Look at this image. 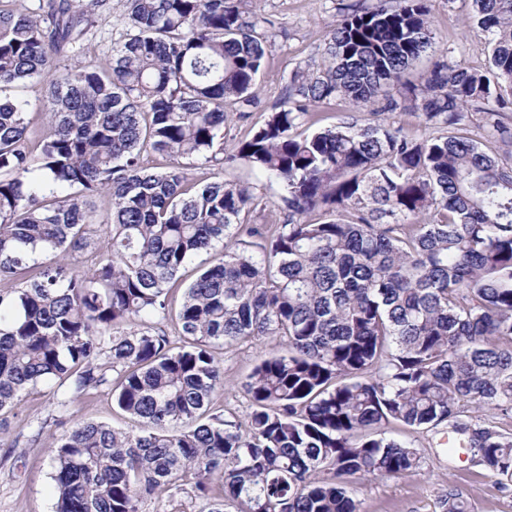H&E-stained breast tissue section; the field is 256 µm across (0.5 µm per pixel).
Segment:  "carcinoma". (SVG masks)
I'll return each mask as SVG.
<instances>
[{
  "label": "carcinoma",
  "instance_id": "obj_1",
  "mask_svg": "<svg viewBox=\"0 0 512 512\" xmlns=\"http://www.w3.org/2000/svg\"><path fill=\"white\" fill-rule=\"evenodd\" d=\"M246 2L126 0L112 57L69 68L55 55L86 34L85 0L0 9V91L41 79L50 118L32 140L28 101L0 99V417L52 380L106 387L139 424L51 442L55 512H140L188 481L209 512H362L349 483L422 466L398 427L446 426L448 458L459 443L508 487L512 430L488 417L512 418V0H472L487 69L436 62L419 88L403 78L431 46L430 0L346 13L226 155L224 103L257 105L266 55ZM395 83L428 134L358 118ZM336 98L353 112L315 127L310 108ZM471 110L482 143L462 134ZM147 152L246 165L282 185L288 221L249 218L259 201L234 180L150 171ZM103 191L104 221L88 202ZM102 222L107 251L82 270L69 257ZM262 338L288 352L255 366L246 422L211 412L213 348Z\"/></svg>",
  "mask_w": 512,
  "mask_h": 512
}]
</instances>
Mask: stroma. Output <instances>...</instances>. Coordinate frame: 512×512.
I'll use <instances>...</instances> for the list:
<instances>
[{
	"label": "stroma",
	"mask_w": 512,
	"mask_h": 512,
	"mask_svg": "<svg viewBox=\"0 0 512 512\" xmlns=\"http://www.w3.org/2000/svg\"><path fill=\"white\" fill-rule=\"evenodd\" d=\"M372 0H251L249 7L261 18L268 54L258 77L260 103L246 116L229 110L224 124V150L232 152L251 128L283 100L291 74L311 61L321 60L330 32L348 6H366ZM92 25L86 38V60L102 61L118 48L129 19L124 0H90ZM431 47L411 75L420 81L436 61L464 62L484 68L489 48L484 33L473 19L471 0H431ZM232 176L247 184L259 200L258 222L281 224L288 210L278 184L257 181L245 167ZM275 343L260 340L215 351L224 371V392L215 400L225 419L243 422L251 403L243 385L260 355L276 351ZM68 406H61V399ZM79 421L106 422L129 429L133 423L112 401L107 389H91L66 395L52 381L41 383L23 395L18 409L0 431V512H53L54 493L48 445ZM398 438L410 439L424 457L421 468L408 476L364 480L357 486L363 512H446L449 493L463 497L467 512H512V491L498 488L493 477L470 465L467 454L448 459L446 435L422 430L413 434L398 430ZM209 504L183 485L145 501L142 512H207Z\"/></svg>",
	"instance_id": "35a3bbf8"
}]
</instances>
